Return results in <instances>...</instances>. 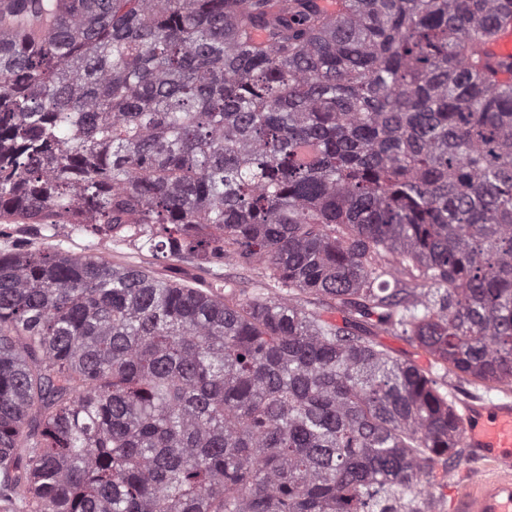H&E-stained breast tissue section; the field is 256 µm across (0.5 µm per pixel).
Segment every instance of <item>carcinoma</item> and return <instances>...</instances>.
<instances>
[{
    "label": "carcinoma",
    "instance_id": "cac0c4a2",
    "mask_svg": "<svg viewBox=\"0 0 512 512\" xmlns=\"http://www.w3.org/2000/svg\"><path fill=\"white\" fill-rule=\"evenodd\" d=\"M336 5L0 0V223L274 282L1 253L0 512H422L460 418L373 336L512 388V0ZM493 59L512 60V30L500 34L494 41L480 46ZM171 268L156 267L162 273L184 279L189 285L195 288H207L214 281L215 273H220L224 279L231 281L237 288H244L247 293H254L259 287L262 275L261 271L250 266L235 262L225 261L220 268L207 264H187L174 262Z\"/></svg>",
    "mask_w": 512,
    "mask_h": 512
}]
</instances>
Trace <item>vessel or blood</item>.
<instances>
[{"label": "vessel or blood", "mask_w": 512, "mask_h": 512, "mask_svg": "<svg viewBox=\"0 0 512 512\" xmlns=\"http://www.w3.org/2000/svg\"><path fill=\"white\" fill-rule=\"evenodd\" d=\"M482 50L491 58L512 60V30ZM461 427L465 447L493 461L499 471L454 491L453 512H512V403L466 406Z\"/></svg>", "instance_id": "obj_1"}]
</instances>
